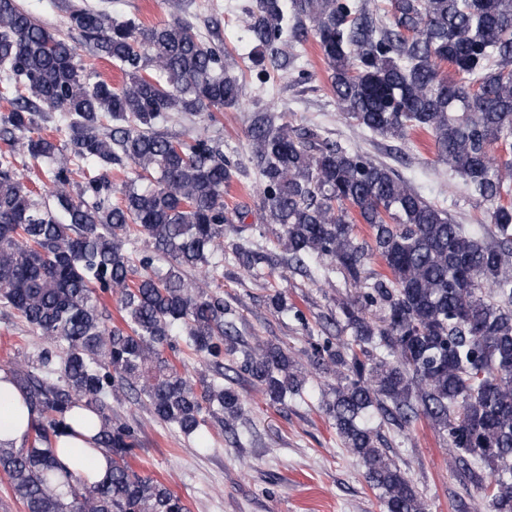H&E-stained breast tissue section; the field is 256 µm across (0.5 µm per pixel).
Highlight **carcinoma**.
<instances>
[{
	"label": "carcinoma",
	"instance_id": "cac0c4a2",
	"mask_svg": "<svg viewBox=\"0 0 512 512\" xmlns=\"http://www.w3.org/2000/svg\"><path fill=\"white\" fill-rule=\"evenodd\" d=\"M375 18L368 0H252L248 69L260 81L295 67L284 52L308 38L330 71L336 105L362 131L401 138L432 135L440 162L487 205L485 240L455 224L393 168L310 130L264 114L250 129L260 208L278 224L287 266L319 261L355 288L341 306L352 336L311 346V365L331 376L321 408L336 425L383 512H429L411 477L379 447L375 417L400 429L424 420L447 436L450 466L476 488L459 512H512V0H389ZM69 28L95 55L119 65L118 87L90 84L77 48L18 5L0 0L4 92L23 90L0 117V304L46 339L35 363L0 365L36 418L19 446L0 445V476L25 512H189L162 482L136 471V426L112 406L120 394L146 399L160 422L197 435L206 416L224 430L245 411L235 377L252 380L273 404L301 393L302 366L281 346L238 348L232 310L211 291L219 277L224 226L242 219L224 205L237 166L208 139L156 130L172 114L216 121L238 105L243 85L224 69V50L203 40L187 15L147 27L117 20L103 4L64 3ZM467 76L458 83L441 69ZM62 111L78 157L97 174L68 190L69 169H50L47 194L57 217L16 169V146L53 163L57 146L39 132L38 104ZM112 123L104 135V120ZM141 168L112 204V165ZM370 238L358 240L354 225ZM151 249L125 250L135 234ZM237 265L260 274L278 258L237 245ZM381 261L387 273L368 270ZM165 262L163 272L158 263ZM203 269L195 287L184 273ZM115 299L123 326L108 325L101 294ZM381 312V323L370 321ZM188 348L223 382L195 387L178 356ZM238 356L234 376L224 357ZM97 429L92 440L111 459L107 480L88 482L58 459L65 416ZM64 477L68 493L57 492Z\"/></svg>",
	"mask_w": 512,
	"mask_h": 512
}]
</instances>
